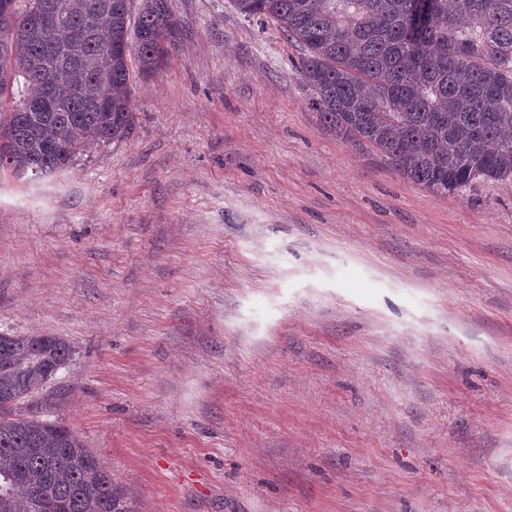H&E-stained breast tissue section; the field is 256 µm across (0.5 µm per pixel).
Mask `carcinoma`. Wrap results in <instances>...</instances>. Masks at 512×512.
<instances>
[{
  "label": "carcinoma",
  "mask_w": 512,
  "mask_h": 512,
  "mask_svg": "<svg viewBox=\"0 0 512 512\" xmlns=\"http://www.w3.org/2000/svg\"><path fill=\"white\" fill-rule=\"evenodd\" d=\"M0 15V171L35 177L124 141L131 61L176 48L168 0H11ZM231 0L303 49L299 75L323 129L373 148L437 194L512 181V0ZM63 338L0 334V512H138L67 426L20 404L56 379Z\"/></svg>",
  "instance_id": "cac0c4a2"
}]
</instances>
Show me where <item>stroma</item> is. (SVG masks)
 Listing matches in <instances>:
<instances>
[{"instance_id":"obj_1","label":"stroma","mask_w":512,"mask_h":512,"mask_svg":"<svg viewBox=\"0 0 512 512\" xmlns=\"http://www.w3.org/2000/svg\"><path fill=\"white\" fill-rule=\"evenodd\" d=\"M131 136L0 172V333L139 512H512V181L440 195L323 131L301 48L169 0Z\"/></svg>"}]
</instances>
